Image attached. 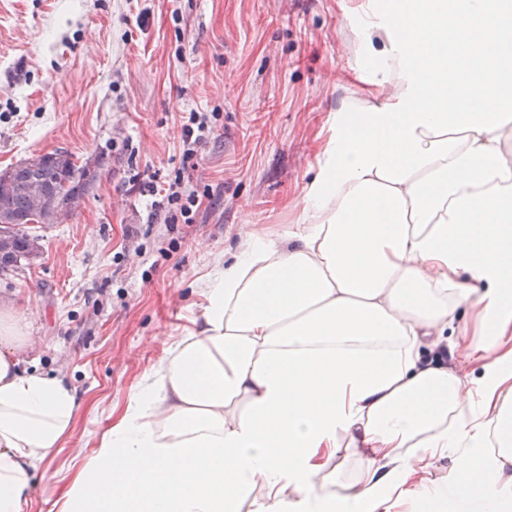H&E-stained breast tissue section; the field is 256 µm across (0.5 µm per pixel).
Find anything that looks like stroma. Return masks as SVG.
I'll use <instances>...</instances> for the list:
<instances>
[{
	"instance_id": "obj_1",
	"label": "stroma",
	"mask_w": 512,
	"mask_h": 512,
	"mask_svg": "<svg viewBox=\"0 0 512 512\" xmlns=\"http://www.w3.org/2000/svg\"><path fill=\"white\" fill-rule=\"evenodd\" d=\"M357 0H0V169L63 148L96 180L39 254L0 278L31 344L80 408L58 486L163 355L197 327L205 275L260 230L294 223L342 101L358 97ZM213 133L166 223L146 186L180 168L182 116Z\"/></svg>"
}]
</instances>
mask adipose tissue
Instances as JSON below:
<instances>
[{
  "instance_id": "ef3b65f1",
  "label": "adipose tissue",
  "mask_w": 512,
  "mask_h": 512,
  "mask_svg": "<svg viewBox=\"0 0 512 512\" xmlns=\"http://www.w3.org/2000/svg\"><path fill=\"white\" fill-rule=\"evenodd\" d=\"M357 10L370 88L337 112L294 224L216 263L201 327L55 512H512V0ZM463 303L475 338L460 328L454 365L423 362ZM28 342L1 309L0 512H22L78 408L23 367ZM346 450L363 461L350 485Z\"/></svg>"
}]
</instances>
